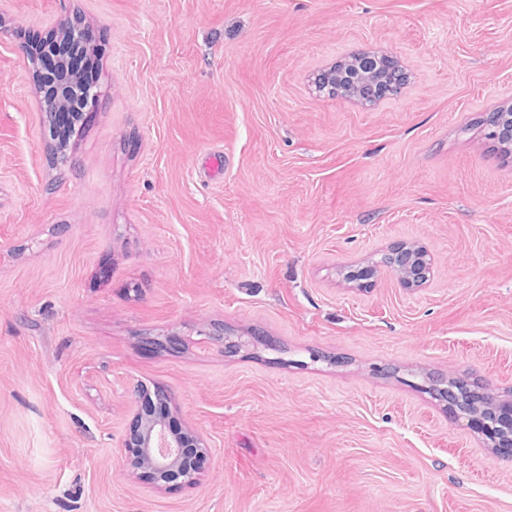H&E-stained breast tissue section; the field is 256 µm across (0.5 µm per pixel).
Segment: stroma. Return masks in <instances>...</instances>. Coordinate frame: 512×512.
I'll return each mask as SVG.
<instances>
[{
    "instance_id": "35a3bbf8",
    "label": "stroma",
    "mask_w": 512,
    "mask_h": 512,
    "mask_svg": "<svg viewBox=\"0 0 512 512\" xmlns=\"http://www.w3.org/2000/svg\"><path fill=\"white\" fill-rule=\"evenodd\" d=\"M70 21L100 100L63 147L22 47ZM361 51L398 94L316 90ZM511 104L512 0H0V512H512L427 390L512 388ZM401 242L426 288L344 283ZM158 392L194 484L122 461ZM363 56L362 54H356L353 56H349L341 61L336 62L328 69H325L317 74L315 78V83L318 88L319 85H323L325 88L334 89L336 75H343L346 70L349 68H354L357 64L353 58ZM336 87L341 90H346L350 86L349 84L344 83L340 79H336ZM501 111L507 112H495L497 120L494 125H488L491 128L489 136L493 139L502 140L504 147L507 149L508 154H512V105H508Z\"/></svg>"
}]
</instances>
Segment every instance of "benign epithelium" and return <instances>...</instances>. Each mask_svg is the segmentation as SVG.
Wrapping results in <instances>:
<instances>
[{"instance_id":"7a95c632","label":"benign epithelium","mask_w":512,"mask_h":512,"mask_svg":"<svg viewBox=\"0 0 512 512\" xmlns=\"http://www.w3.org/2000/svg\"><path fill=\"white\" fill-rule=\"evenodd\" d=\"M356 66L349 56L321 71L315 83L326 88H334L336 76ZM75 79L63 63L56 68V80L51 91V104L43 105L44 111L50 106H63L71 95ZM496 121L491 126L489 136L504 142V148L512 154V105L503 112L495 113ZM384 258L389 261L387 271L397 284L408 290L424 287L432 276V266L424 247L416 244L400 243L392 246ZM380 274V265L369 263L360 268L350 269L343 274V280L355 288L362 282H375ZM448 381L456 382L460 391L447 389L437 383L430 385V392L445 403L448 411L466 420L471 431L484 437V444L507 459H512V427L500 422L503 413H512V389L498 392L488 383L481 384V390L474 391L466 380L448 376ZM138 427L126 436L122 447L130 454L133 464L152 471L157 481L165 482L172 477H180L186 484L195 482L198 471L185 461L184 449L192 446L202 453H208V444L196 432H174L167 421L159 416H148L139 408L136 412Z\"/></svg>"}]
</instances>
